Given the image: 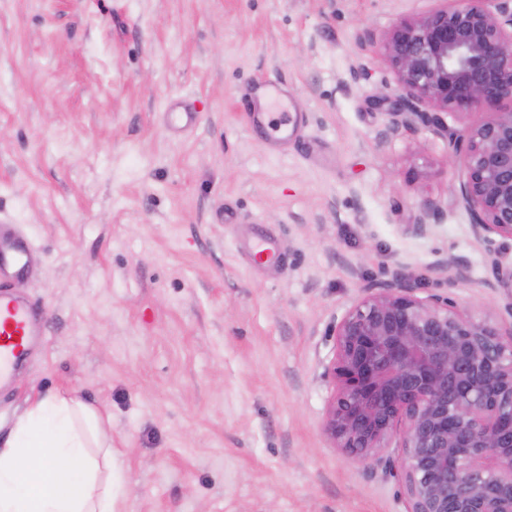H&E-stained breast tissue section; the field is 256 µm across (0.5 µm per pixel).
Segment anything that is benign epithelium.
I'll return each mask as SVG.
<instances>
[{"label":"benign epithelium","mask_w":512,"mask_h":512,"mask_svg":"<svg viewBox=\"0 0 512 512\" xmlns=\"http://www.w3.org/2000/svg\"><path fill=\"white\" fill-rule=\"evenodd\" d=\"M442 0L407 18L383 49L401 94L389 106L387 139L401 130H448L443 114L481 109L487 118L450 141L465 173L457 198L486 246L506 315L475 318L451 295H416L399 272L363 288L336 323L323 378L330 389L324 432L363 461L388 458L407 512H512V269L493 236L512 240V0ZM441 212L421 201L413 227L426 234ZM436 271L454 288L469 280L462 260Z\"/></svg>","instance_id":"obj_1"}]
</instances>
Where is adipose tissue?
<instances>
[{"label":"adipose tissue","instance_id":"1","mask_svg":"<svg viewBox=\"0 0 512 512\" xmlns=\"http://www.w3.org/2000/svg\"><path fill=\"white\" fill-rule=\"evenodd\" d=\"M104 421L78 396L54 394L18 418L0 448V512H114L112 448L104 444ZM102 442L100 457L87 451Z\"/></svg>","mask_w":512,"mask_h":512}]
</instances>
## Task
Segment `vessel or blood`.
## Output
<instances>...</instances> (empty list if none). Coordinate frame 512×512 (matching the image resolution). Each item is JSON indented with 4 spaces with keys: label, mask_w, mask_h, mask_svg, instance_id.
Masks as SVG:
<instances>
[{
    "label": "vessel or blood",
    "mask_w": 512,
    "mask_h": 512,
    "mask_svg": "<svg viewBox=\"0 0 512 512\" xmlns=\"http://www.w3.org/2000/svg\"><path fill=\"white\" fill-rule=\"evenodd\" d=\"M272 111L259 113L256 123L269 138L284 139L290 133L288 104L278 91H271ZM30 246L22 237L0 235V274L26 273ZM38 313L28 301L16 298L0 289V382L8 380L22 366L37 334Z\"/></svg>",
    "instance_id": "1"
}]
</instances>
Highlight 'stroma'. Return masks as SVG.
I'll use <instances>...</instances> for the list:
<instances>
[{
	"label": "stroma",
	"instance_id": "stroma-1",
	"mask_svg": "<svg viewBox=\"0 0 512 512\" xmlns=\"http://www.w3.org/2000/svg\"><path fill=\"white\" fill-rule=\"evenodd\" d=\"M437 6L0 0V217L32 245L20 286L44 325L0 390V440L74 391L105 420L116 512H406L328 440L322 373L337 319L391 272L475 317L508 301L455 202L448 140L482 111L381 140L373 100L398 83L355 45ZM269 82L299 121L281 148L249 119ZM176 101L196 114L180 133ZM426 197L442 212L419 236ZM457 257L451 289L434 267Z\"/></svg>",
	"mask_w": 512,
	"mask_h": 512
}]
</instances>
